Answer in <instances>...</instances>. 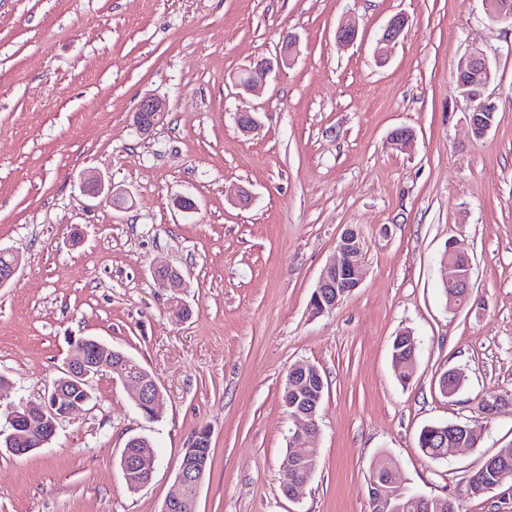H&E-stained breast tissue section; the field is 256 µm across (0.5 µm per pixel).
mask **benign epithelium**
<instances>
[{
    "label": "benign epithelium",
    "instance_id": "benign-epithelium-1",
    "mask_svg": "<svg viewBox=\"0 0 512 512\" xmlns=\"http://www.w3.org/2000/svg\"><path fill=\"white\" fill-rule=\"evenodd\" d=\"M488 19L492 21L512 20V4L509 0H483ZM409 19L402 15L391 17L377 38L375 57L381 64L388 59L392 47L405 35ZM296 39L290 37L286 41L283 52L271 62L261 60L255 67L246 71L248 77L234 78L236 87L251 93H257L272 72L273 65H289L294 61ZM495 73L483 53L475 51L462 57L457 65L456 81L461 93L475 102L473 111L468 115V122L474 136L484 137L495 123L494 113L487 110V102L483 99L484 91L494 79ZM166 117L165 103L155 97H146L139 104L134 121L142 134L150 133L164 122ZM239 131L248 136L260 128L256 113H241L236 118ZM414 141V134L409 129H397L392 132L390 144L399 150L409 148ZM80 187L84 195L91 199L103 198L112 201L123 196L105 182L104 177L94 171L83 174ZM364 238L354 228L346 229L336 241V254L324 267L317 285L310 298V309L319 315L333 311L344 297L360 287L363 281L362 258ZM464 250L463 244L456 240L447 249L448 266V301L455 296L467 294L471 288L472 262L466 256L458 259L453 252ZM0 254L11 257V261L0 267V288L6 287L15 277L21 258L16 252L0 247ZM154 279L159 287L171 294L178 312L186 315L187 306L182 302L181 295L188 284L183 274L173 268L159 267L154 270ZM135 364L130 357L119 350L104 345L93 337H81L72 343V348L65 359L61 376L48 387L43 400L39 403L21 400L11 404L6 410L7 430L0 429V436H6V451L14 456H21L35 451L48 444L56 435L61 421L69 419L91 400L90 380L102 369L112 372V378L124 384H133L135 402L140 411L151 418L158 417L157 407L161 392L155 379L144 368ZM324 387L319 370L313 366L294 365L284 384L283 401L290 409V416L297 421L307 422V426L292 434V443L298 449H289L286 464L292 474V483L285 486L286 496L299 500L303 487L316 465L314 449L307 446L303 437L305 433L318 430L316 415L322 401L320 392ZM477 439L474 431L463 427V437L441 433V447L453 452L456 446ZM206 461L200 455H189L179 466L177 472V492L164 503L161 512H196L199 491L204 480ZM121 470L129 491L136 492L145 487L152 478L154 456L145 454L132 455L122 452ZM403 489L390 491L380 486L373 476L368 478V493L371 505L378 507V512H399V500L403 498Z\"/></svg>",
    "mask_w": 512,
    "mask_h": 512
}]
</instances>
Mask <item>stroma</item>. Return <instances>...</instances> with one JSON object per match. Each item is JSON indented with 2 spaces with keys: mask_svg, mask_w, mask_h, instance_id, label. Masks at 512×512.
<instances>
[{
  "mask_svg": "<svg viewBox=\"0 0 512 512\" xmlns=\"http://www.w3.org/2000/svg\"><path fill=\"white\" fill-rule=\"evenodd\" d=\"M409 29L387 64L374 56L386 22ZM355 22L353 46L337 28ZM299 53L260 94L232 77ZM490 61L484 93L496 123L471 132L456 85L471 51ZM168 114L141 135L142 98ZM240 112L260 129L237 128ZM414 131L411 150L391 133ZM96 171L126 208L93 200ZM248 190L247 205L238 202ZM195 198L198 213L173 206ZM349 227L365 240L364 279L330 313L311 294ZM463 242L467 304L449 308L443 255ZM0 246L22 265L0 289V404L40 401L72 340L92 336L146 369L161 391L146 418L109 371L52 441L0 456V512H161L200 428L211 465L198 512H371L368 477L386 456L412 492L452 496L459 512H512V487L475 498L467 481L512 445V22L482 0H0ZM186 277L177 314L152 271ZM419 342L402 382L396 335ZM298 363L325 383L317 463L288 499L282 460L297 427L282 403ZM464 374L453 396L438 379ZM501 400L486 416L480 405ZM467 425L479 442L446 459L417 441L431 424ZM151 440L149 484L130 492L127 441ZM80 187L84 195L91 199L102 197L106 201L112 202L115 198H124L121 191L114 190L111 183L106 184L104 177L94 171H87L83 174Z\"/></svg>",
  "mask_w": 512,
  "mask_h": 512,
  "instance_id": "35a3bbf8",
  "label": "stroma"
}]
</instances>
